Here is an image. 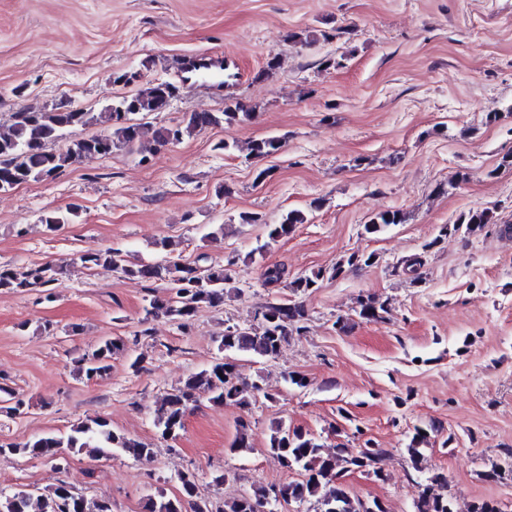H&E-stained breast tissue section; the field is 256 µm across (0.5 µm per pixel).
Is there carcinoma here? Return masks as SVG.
Wrapping results in <instances>:
<instances>
[{
    "label": "carcinoma",
    "instance_id": "1",
    "mask_svg": "<svg viewBox=\"0 0 512 512\" xmlns=\"http://www.w3.org/2000/svg\"><path fill=\"white\" fill-rule=\"evenodd\" d=\"M125 85L139 84L132 93L112 100L101 112H85L60 106L53 111L26 110L13 114L9 127L0 131V191L5 192L20 185L46 179L58 171L89 157H106L116 150L130 148L150 138L155 149L166 147L171 141H181L194 133L225 123L250 118L251 112L239 101L224 102L220 112L208 110L185 113L183 120L171 126H150L143 119L151 114L163 112L174 95L175 87L156 81L141 82L137 72L124 73L114 78ZM101 126L95 135L70 139L66 133L72 129ZM65 141L61 149L54 144ZM282 141L276 136H267L249 142L246 146L247 159H264L277 154ZM76 215L73 209L67 213L51 212L41 217V223L54 231L69 217ZM402 211L385 210L372 217L364 225L369 235L382 233L388 226L402 224ZM306 222L300 210L286 212L279 223L267 225V237L272 241L288 237L299 224ZM497 222L490 209H476L463 213L457 223L442 228L443 237L460 230L474 232L487 224ZM374 254L352 252L341 258L328 271L319 268L308 274L286 277L278 266L267 267L262 272L266 286L285 284L296 295L311 294L320 288L325 277L335 278L345 268H361L372 265ZM85 267H103L126 277H139L148 281L164 280L170 288L169 297L155 298L150 302L146 314L155 318L163 317L187 328L197 313L206 308H217L224 304V288L231 280V267L227 264L200 266L193 262L167 260L154 264H130L124 255L114 249L99 250L79 256ZM58 270L50 265H32L23 268H1L0 288L27 291L35 288H49L57 281ZM387 308L368 297L358 300L357 315L366 321L384 318ZM307 316L301 303L269 304L260 312L256 326L238 328L228 326L220 340L224 357L217 359L208 368L189 376L184 383L174 388L156 409L155 425L164 438L175 437L185 427V417L198 399L206 395L213 403L235 402L248 406L262 392L256 383L240 379L236 364L231 360L234 354L245 353L258 358L276 356L282 344L294 332H300V323ZM124 349L120 337L105 339L96 349L82 354L75 360L74 373L77 378L92 380L111 369L112 355ZM264 393V392H262ZM264 397H270L264 393ZM438 427L431 423L414 427L406 446V452L414 468L423 460V449L429 444L431 433ZM89 450V454L100 456L116 448L136 460L148 459L153 449L147 444L112 430L109 423L100 418L80 422L65 434H45L29 439L22 445L0 442V454L6 451L29 453L58 461V466L68 463L65 449ZM267 451L276 457L288 470H298L303 479L280 487V492L295 503L314 501V512H370L368 504L353 497L341 478L355 469L364 468L383 479L380 463L387 451L377 448L368 440L358 452L340 445L336 452L324 451V444L314 435L299 427H288L282 423L274 425ZM182 496L168 498L164 495L151 499L144 505V512H210L208 504L194 501L195 475L178 474ZM448 479L441 472L428 477V484L418 489L414 499L415 512H456L454 499L448 495L431 492L433 485H447ZM270 487L258 486L251 493L224 502L222 512H257V507L268 502ZM0 512H112V501L100 498L91 503L75 494L71 487L62 483L47 494L19 491L12 495L0 494Z\"/></svg>",
    "mask_w": 512,
    "mask_h": 512
}]
</instances>
